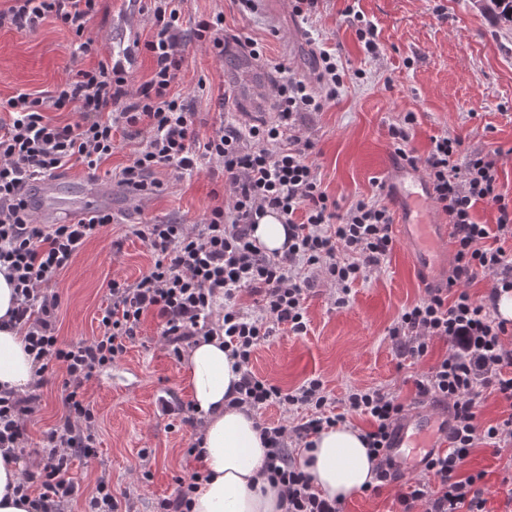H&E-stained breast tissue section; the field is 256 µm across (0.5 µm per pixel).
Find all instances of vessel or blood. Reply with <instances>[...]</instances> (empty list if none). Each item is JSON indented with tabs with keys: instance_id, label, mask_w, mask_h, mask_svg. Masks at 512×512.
Here are the masks:
<instances>
[{
	"instance_id": "b4317fda",
	"label": "vessel or blood",
	"mask_w": 512,
	"mask_h": 512,
	"mask_svg": "<svg viewBox=\"0 0 512 512\" xmlns=\"http://www.w3.org/2000/svg\"><path fill=\"white\" fill-rule=\"evenodd\" d=\"M267 71L251 63L246 76L236 77L232 87L239 106L259 112L269 106ZM390 186L396 197L395 231L409 247L418 269L435 264L441 246L453 244V227L440 223L434 212L432 193L425 179L415 172L394 169ZM449 418L447 411H413L394 426L388 440L387 457L400 474L419 467L430 454L446 452Z\"/></svg>"
}]
</instances>
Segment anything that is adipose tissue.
<instances>
[{"label":"adipose tissue","instance_id":"1","mask_svg":"<svg viewBox=\"0 0 512 512\" xmlns=\"http://www.w3.org/2000/svg\"><path fill=\"white\" fill-rule=\"evenodd\" d=\"M15 290L0 270V386L15 393L29 390L35 367L18 327L11 325ZM184 371L193 404L203 420V480L191 495V512H284L280 484L261 476L267 452L254 415L231 407L240 379L219 339L189 347ZM300 463L327 499H349L372 482V463L360 431L339 424L313 438Z\"/></svg>","mask_w":512,"mask_h":512}]
</instances>
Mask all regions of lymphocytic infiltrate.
<instances>
[{
	"mask_svg": "<svg viewBox=\"0 0 512 512\" xmlns=\"http://www.w3.org/2000/svg\"><path fill=\"white\" fill-rule=\"evenodd\" d=\"M183 2L151 0L154 33L145 48L153 72L137 92L128 89L125 65L102 60L59 83L50 99L20 92L0 102V265L15 283L12 318L25 332L37 377L45 378L57 366L65 371V417L37 451V475H22L18 489L26 493L32 482H39L42 491L31 501L33 512H60L74 496L71 461L90 456L96 438L84 386L99 368L125 353L137 340L142 320L152 314L176 355L184 344L223 337L241 373L232 406L248 413L271 405L308 410V418L291 427L259 423L268 447L263 472L285 487L286 512H341L339 501L314 491L310 475L288 449L292 442L308 445L320 430L344 422V415L331 410L330 391L318 377L282 389L257 376L251 359L256 347L281 327L307 334L304 301L314 284L313 271L334 286L336 307L348 305L352 285L391 253L393 215L379 199L340 208L307 160L311 142L293 133L302 113L323 111L344 84L346 73L327 50L318 52L315 82L291 75L278 84L274 122L245 132L221 124L206 137L196 134L184 97L172 91L182 67ZM98 10L99 0H13L7 11H0V27L33 32L51 19L75 35L79 53L89 54L96 45L89 22ZM50 106L72 109L73 120L53 122L45 114ZM415 124V114L405 113L391 126L390 137L409 167L424 166L433 199L454 227V265L445 287L429 289L425 298L405 308L390 336L397 355L416 362L428 355L433 339L447 342L446 354L414 374L412 383L419 401L447 405L451 446L424 461L398 503L401 512H412L418 503L426 512H485L484 472L465 476L461 469L477 439L512 438V413L481 432L474 423L475 398L482 392L512 404V346L503 341L512 323L497 310L501 294L512 291V253L504 247L512 241V197L499 189L491 153L476 151L458 162L459 138L433 137L426 157L413 154L408 143ZM118 136L144 141L118 175L128 187L146 190V174L158 168L183 176L212 161L230 182L232 200L212 209L207 223L192 230L182 224L135 225L134 235L155 255L153 265L134 283H109L112 307L102 316L98 336L64 342L55 333L58 297L49 287L113 218L97 211L79 224L36 223L26 188L76 162L96 174ZM480 204L495 211L494 225L476 219ZM271 211L287 228L280 253L262 250L252 237L255 225ZM481 272L492 276L495 286L478 300L467 286ZM245 288L258 296L256 313L238 301ZM344 403L370 423L362 437L378 486L395 482L398 473L389 467L385 450L393 426L405 414L404 403L377 387L350 388ZM34 411L31 399L0 391V448L18 457L26 454L25 422Z\"/></svg>",
	"mask_w": 512,
	"mask_h": 512,
	"instance_id": "obj_1",
	"label": "lymphocytic infiltrate"
}]
</instances>
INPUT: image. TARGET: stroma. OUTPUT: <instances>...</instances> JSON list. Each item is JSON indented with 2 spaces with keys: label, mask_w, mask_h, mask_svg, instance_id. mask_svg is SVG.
I'll return each mask as SVG.
<instances>
[{
  "label": "stroma",
  "mask_w": 512,
  "mask_h": 512,
  "mask_svg": "<svg viewBox=\"0 0 512 512\" xmlns=\"http://www.w3.org/2000/svg\"><path fill=\"white\" fill-rule=\"evenodd\" d=\"M355 11L376 28L378 57L365 54L352 23ZM182 12L183 65L175 90L189 103L199 136L211 134L221 120L249 126L223 104L231 94L225 77L237 68L246 41L264 45L271 62L300 78L313 77L315 53L323 46L335 53L347 76L338 97L323 111L304 114L295 133L312 142L308 159L341 207L379 196L395 156L389 127L407 112L417 116L410 142L415 155L426 156L437 135L460 138L465 156L498 151L499 187L512 195V27L481 14L473 0H319L306 21L292 12L290 0H262L255 13L241 11L236 0H184ZM218 15L224 18L220 48L193 35L198 20ZM89 33L97 51L81 56L74 51V34L56 22L46 21L33 32L0 27V101L19 92L49 98L69 72L107 59L117 39L128 52L132 88L149 79L152 62L144 45L153 28L142 0H101ZM148 185L139 194L118 186L112 224L84 245L54 285L60 340L98 335L109 282H135L153 264L151 249L132 234V225L200 224L232 195L213 163L183 177L159 169ZM445 276L442 270L414 269L407 249L395 244L379 267L353 285L346 307L334 306L327 285L313 288L305 300L307 335L283 330L262 342L252 369L285 390L318 377L336 397L352 385L383 387L413 405L411 374L427 370L448 345L434 341L430 356L412 364L396 357L389 333L402 310L444 285ZM63 379L58 368L40 386L37 411L26 423L28 447L40 445L62 421ZM164 398L192 404L182 361L162 346L158 321L150 317L137 341L85 387L96 416L97 448L93 457L73 461L69 475L76 493L64 512H86L103 477L119 512H158L178 480H190L200 470L188 454L200 419L160 416ZM480 470L487 512H512V442L497 448L478 444L463 471Z\"/></svg>",
  "instance_id": "35a3bbf8"
}]
</instances>
